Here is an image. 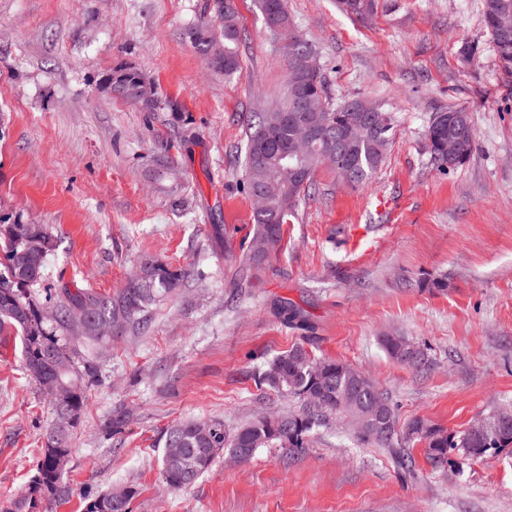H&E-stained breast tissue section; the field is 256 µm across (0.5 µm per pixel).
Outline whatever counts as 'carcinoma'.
<instances>
[{"mask_svg": "<svg viewBox=\"0 0 512 512\" xmlns=\"http://www.w3.org/2000/svg\"><path fill=\"white\" fill-rule=\"evenodd\" d=\"M507 8L512 0H483L484 23L493 30L496 13ZM266 25L283 41L287 78L294 77L295 62L312 51V45L295 33L288 16L287 0H260ZM191 39L211 63L231 76L240 68L239 28L233 0H212L210 16L191 32ZM493 49L505 80L512 79V42L493 43ZM112 74L121 80V97L133 101V90L142 78L130 66H117ZM300 93L310 110H296L295 100L287 95L269 112H259L246 131V184L251 197L261 198V208L254 211L258 230L256 240L245 254L244 261L253 269L262 267L268 253L281 239L282 227L295 216L299 203L312 185L318 166L326 163L328 153L336 149V136L348 131L344 152L336 157L350 170L349 183L361 185L383 161L390 140L392 123L369 124L368 113L362 112L356 100L336 108L328 101L322 74L306 75ZM466 128L458 134V159L462 163L471 153L475 134L469 113L459 110ZM315 129L328 128L330 137L314 142L303 161L288 159V145L299 121ZM428 152L432 164L448 168V126L430 121L426 130ZM57 240L43 224H0V251L6 272L14 281L9 288H0V344L9 338L20 340L23 368L29 379L39 386L56 380L80 382L65 408L55 410L56 430L43 448L37 472L27 495L16 499L0 512H33L39 498H54L61 493L64 469L59 461L69 460L70 428L78 422L87 403L86 390L99 382L98 349L111 340L98 333V327L113 323L118 334L136 331L145 326L153 306L162 296L174 292L187 273L154 260L144 261L114 295L98 293L90 288L54 289L58 315L54 321L41 317V300L34 290L44 275L48 256L56 250ZM80 308L87 314L85 333L72 336L67 323L72 310ZM276 313L291 328H302L307 321L301 309L284 301ZM383 346L388 355L415 370L429 369L431 361L420 346L401 336H386ZM265 387L299 403L296 410L278 415H263L236 432H224L219 420L184 421L170 428L162 456V476L166 484L184 489L194 484L208 470L215 457L225 453L239 462L249 460L259 448H286L299 453L308 437L316 430L329 428L336 417L349 420L358 440L386 455L402 481L414 483L418 470L409 450L410 444L424 445L428 463L435 469L448 464L455 450L470 459H482L505 448H512V411L501 410L487 417L495 435L470 430L450 432L423 418H414L399 425L395 405L364 372L333 358L314 356L302 343L275 356L258 373ZM137 495L133 484L92 497L85 512H130Z\"/></svg>", "mask_w": 512, "mask_h": 512, "instance_id": "carcinoma-1", "label": "carcinoma"}]
</instances>
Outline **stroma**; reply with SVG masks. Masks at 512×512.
Segmentation results:
<instances>
[{
	"mask_svg": "<svg viewBox=\"0 0 512 512\" xmlns=\"http://www.w3.org/2000/svg\"><path fill=\"white\" fill-rule=\"evenodd\" d=\"M234 2L241 68L227 78L190 37L211 0H0V224H44L56 236L49 288L111 294L147 259L191 273L156 303L148 330L100 356V381L71 430L64 492L38 512H84L127 481L138 487L131 512H512V452H454L438 471L416 444L420 478L405 484L344 420L301 454L221 455L191 487L167 488L161 460L174 424L219 419L231 434L296 409L258 373L300 342L366 372L403 423L456 432L512 409V85L482 0H374L364 18L337 0H288L330 104L369 99L394 128L365 185L317 169L315 197L255 274L242 265L256 232L245 132L281 102L287 73L257 0ZM121 64L154 83L151 103L100 90ZM451 108L468 112L475 144L441 171L425 130ZM282 301L303 311L310 336L280 321ZM391 334L425 348L429 370L393 360L381 344ZM119 408L128 419L114 441L103 426ZM53 422L19 345L0 346V505L27 493Z\"/></svg>",
	"mask_w": 512,
	"mask_h": 512,
	"instance_id": "1",
	"label": "stroma"
}]
</instances>
